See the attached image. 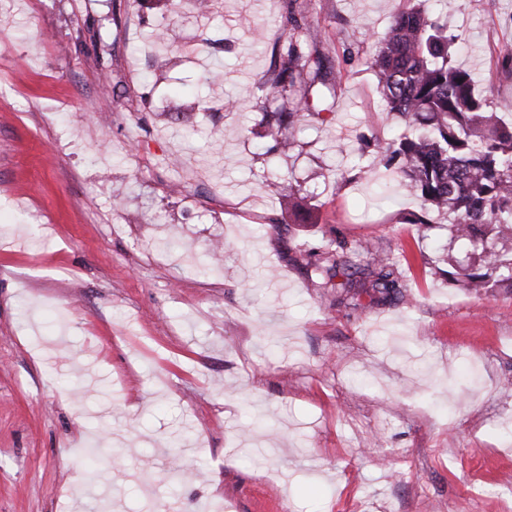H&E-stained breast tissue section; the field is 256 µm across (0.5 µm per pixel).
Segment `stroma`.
Segmentation results:
<instances>
[{
	"mask_svg": "<svg viewBox=\"0 0 512 512\" xmlns=\"http://www.w3.org/2000/svg\"><path fill=\"white\" fill-rule=\"evenodd\" d=\"M406 5L312 0L335 118L268 156L244 96L284 0H0V512H512V289L449 280L447 216L372 166L369 47ZM448 27L512 101V0ZM329 238L404 253L411 305L318 287ZM265 186L270 195L282 197L286 201L288 210L298 211L301 209V203L295 196L298 194V189H295L289 182L286 184L285 179H266Z\"/></svg>",
	"mask_w": 512,
	"mask_h": 512,
	"instance_id": "obj_1",
	"label": "stroma"
}]
</instances>
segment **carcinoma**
<instances>
[{
  "instance_id": "obj_1",
  "label": "carcinoma",
  "mask_w": 512,
  "mask_h": 512,
  "mask_svg": "<svg viewBox=\"0 0 512 512\" xmlns=\"http://www.w3.org/2000/svg\"><path fill=\"white\" fill-rule=\"evenodd\" d=\"M287 38L278 63L258 87L273 141L268 154H288L297 142L282 130L326 111L321 98L304 91L308 83L323 80L319 53L308 47L298 24ZM456 40L448 24L422 4L407 7L376 37L367 64L376 92L403 132L379 147L373 164L388 168L389 154L398 158L403 188L421 208L408 223L426 224L435 211L454 216L450 242L470 248L455 264L454 281L489 295L512 288V250L495 245L512 240V123L499 118L512 104L492 87L475 91L470 73L453 60ZM266 189L288 209H301L292 184L268 179ZM304 257L318 273L320 288H353L385 302L405 299L399 283L407 261L402 253L380 251L370 241L330 239L318 251H304ZM339 276L346 281L334 282Z\"/></svg>"
}]
</instances>
